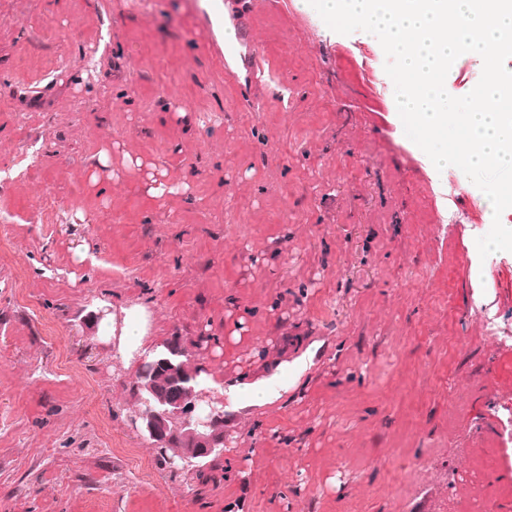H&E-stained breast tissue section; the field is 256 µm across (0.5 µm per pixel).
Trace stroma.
Here are the masks:
<instances>
[{"label":"stroma","instance_id":"stroma-1","mask_svg":"<svg viewBox=\"0 0 512 512\" xmlns=\"http://www.w3.org/2000/svg\"><path fill=\"white\" fill-rule=\"evenodd\" d=\"M240 20L250 85L224 68ZM385 62L308 0H0V168L42 154L0 186V512L512 501V346L476 314L486 294L512 335V252L474 275L493 213L406 136ZM151 164L173 193L148 196ZM103 302L145 307L148 352L182 337L209 399L313 364L225 401L219 459L174 477L131 422L137 365L86 320ZM288 388V363L280 373H275L268 378H261L252 382L232 384L227 390L221 391L230 400L247 404L263 405L270 403L279 396L280 391Z\"/></svg>","mask_w":512,"mask_h":512}]
</instances>
